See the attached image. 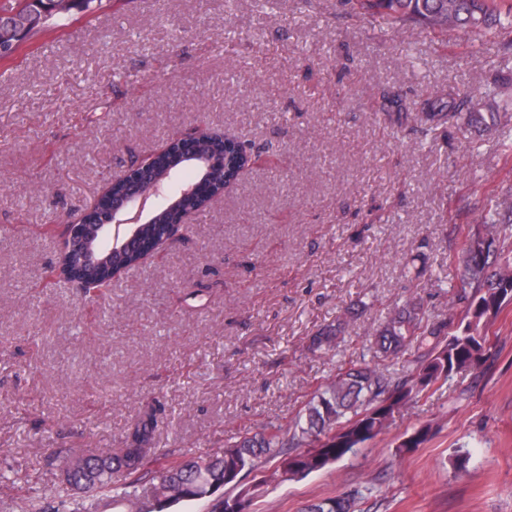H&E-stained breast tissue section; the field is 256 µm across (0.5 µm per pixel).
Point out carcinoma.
<instances>
[{
    "label": "carcinoma",
    "instance_id": "1",
    "mask_svg": "<svg viewBox=\"0 0 512 512\" xmlns=\"http://www.w3.org/2000/svg\"><path fill=\"white\" fill-rule=\"evenodd\" d=\"M351 7L383 18L392 29L415 23L428 34L453 33L460 38L490 35L504 27L512 28V0H346ZM485 111L472 104L469 94L448 92V101L439 98L424 103L419 121L424 133L440 127L456 128L465 124L479 131L495 128L501 120L512 118V97L495 83L484 91ZM213 131L201 133L200 156L184 161L196 186L193 194L174 191L156 210V220L144 224L140 234L151 241L160 224H171L186 212L197 213L221 190L234 187L250 166L251 150L235 149L224 141V154L214 150ZM145 192L167 181L162 164L150 170H138ZM99 267L88 268L77 255H61L59 267L73 278L101 284L120 272L141 263L135 253L116 252L112 260L92 241ZM462 288L455 296L462 305L459 320H437L418 300L395 305L389 316L374 330L369 351L375 363L352 362L338 369L323 390L318 392L294 420L270 423L254 434L239 436L225 446L221 454L197 456L157 471L148 469L156 457V448H121L118 452L75 453L63 465L76 467L74 475L59 481L56 493L61 502L84 507L80 495L92 497V503L105 508L119 506L121 512H133L145 495L157 494L166 510V502L202 498L218 483L240 481L241 473L253 472L263 457H277L281 474L294 478L308 475L355 453L366 441L386 431L396 417L420 394L454 375L476 367L489 350V323L502 307L512 302V189L495 197L494 204L478 225L470 231L457 255ZM338 321L315 336L317 347L333 348L343 333ZM414 349L403 375L390 371L400 355Z\"/></svg>",
    "mask_w": 512,
    "mask_h": 512
}]
</instances>
